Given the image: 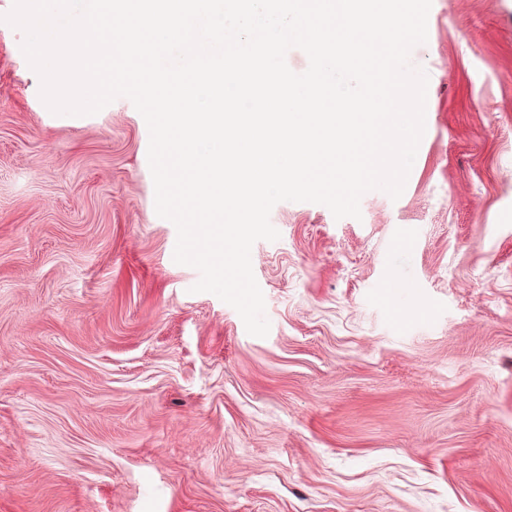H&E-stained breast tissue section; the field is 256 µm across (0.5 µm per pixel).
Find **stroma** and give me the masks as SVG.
<instances>
[{
    "label": "stroma",
    "mask_w": 512,
    "mask_h": 512,
    "mask_svg": "<svg viewBox=\"0 0 512 512\" xmlns=\"http://www.w3.org/2000/svg\"><path fill=\"white\" fill-rule=\"evenodd\" d=\"M425 133L283 201L270 322L193 292L125 97L52 114L0 20V512H512V0H432Z\"/></svg>",
    "instance_id": "obj_1"
}]
</instances>
